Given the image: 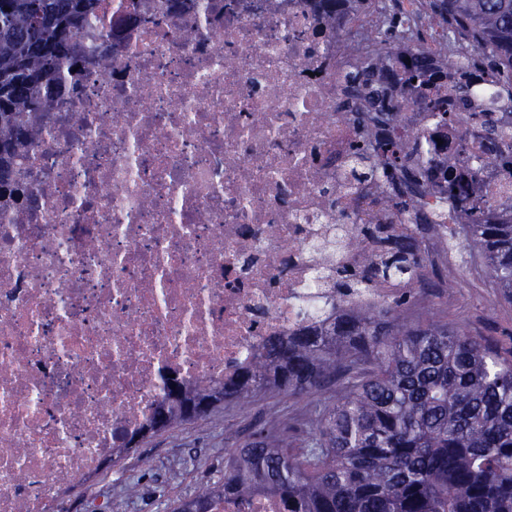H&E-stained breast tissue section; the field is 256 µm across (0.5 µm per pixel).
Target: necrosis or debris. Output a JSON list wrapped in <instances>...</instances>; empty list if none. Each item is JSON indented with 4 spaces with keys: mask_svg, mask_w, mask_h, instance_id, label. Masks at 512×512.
<instances>
[{
    "mask_svg": "<svg viewBox=\"0 0 512 512\" xmlns=\"http://www.w3.org/2000/svg\"><path fill=\"white\" fill-rule=\"evenodd\" d=\"M164 0H99L98 25L131 13L112 63L37 117L0 200V512H66L63 484L93 474L137 430L165 380L218 382L262 341L398 290L345 296L336 268L382 251L373 231L415 233L390 188L354 173L369 116L394 123L425 166L444 131L464 207L512 214V168L484 159L479 115L512 145V93L494 79L441 114L392 91L394 111L346 75L364 56L306 0H206L158 19ZM212 512H288L258 490Z\"/></svg>",
    "mask_w": 512,
    "mask_h": 512,
    "instance_id": "4bbe7bcc",
    "label": "necrosis or debris"
}]
</instances>
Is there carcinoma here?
<instances>
[{"mask_svg":"<svg viewBox=\"0 0 512 512\" xmlns=\"http://www.w3.org/2000/svg\"><path fill=\"white\" fill-rule=\"evenodd\" d=\"M177 16L202 0H166ZM328 24L354 10L379 24L359 36L372 48L367 71L413 102L444 110L432 98L448 77V57L420 43V16L397 17L389 0H310ZM427 24L443 45L470 39L472 54L458 61L456 90L497 78L512 87V0H426ZM98 0H0V197L17 203L28 190L14 179L17 147L36 139L29 112H48L67 92L73 69L112 57L119 30L89 34ZM85 44L77 48L78 38ZM367 176L392 186L385 204L420 216L423 184L441 172L455 183L452 164L437 170L409 165L413 148L390 134ZM464 224L487 274L512 299V218L486 220L451 208L439 215ZM372 277L412 280L426 253L411 236L390 237ZM369 280L342 266L344 293ZM411 295L394 296L369 311H347L301 325L285 339L263 342L256 360L227 382L181 386L206 398L219 391L256 401L268 392L296 394L336 383L337 399L321 406L312 431L294 448L259 431L224 463V483L201 488L210 505L224 495L260 489L288 500L290 512H512V357L482 339L433 318L405 314Z\"/></svg>","mask_w":512,"mask_h":512,"instance_id":"carcinoma-1","label":"carcinoma"}]
</instances>
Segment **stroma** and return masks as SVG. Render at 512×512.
Instances as JSON below:
<instances>
[{
  "label": "stroma",
  "mask_w": 512,
  "mask_h": 512,
  "mask_svg": "<svg viewBox=\"0 0 512 512\" xmlns=\"http://www.w3.org/2000/svg\"><path fill=\"white\" fill-rule=\"evenodd\" d=\"M420 317L435 316L512 353V299L507 298L486 270L465 265L433 264ZM335 388L302 395L274 394L258 407L239 401L210 416L174 425L144 440L126 464L102 470L69 495L67 512H171L174 502L194 497L199 488L224 479V460L275 415L279 432L306 429L315 405L333 403Z\"/></svg>",
  "instance_id": "stroma-1"
}]
</instances>
